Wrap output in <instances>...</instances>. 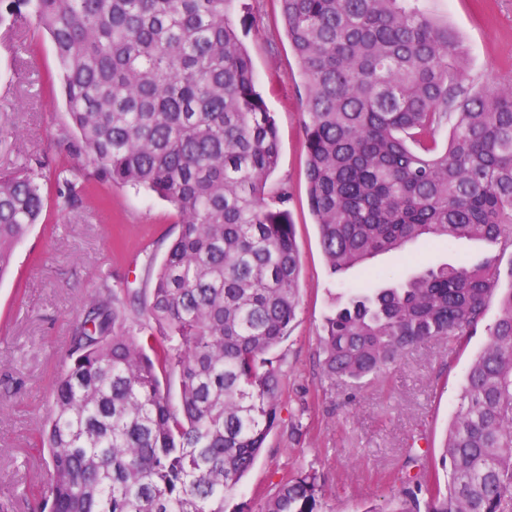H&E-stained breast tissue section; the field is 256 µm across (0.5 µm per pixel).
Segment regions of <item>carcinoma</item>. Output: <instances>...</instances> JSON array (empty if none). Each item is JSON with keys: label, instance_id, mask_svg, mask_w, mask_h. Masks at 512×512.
Segmentation results:
<instances>
[{"label": "carcinoma", "instance_id": "cac0c4a2", "mask_svg": "<svg viewBox=\"0 0 512 512\" xmlns=\"http://www.w3.org/2000/svg\"><path fill=\"white\" fill-rule=\"evenodd\" d=\"M234 2L0 0V25L25 20L52 42L66 103L52 171L0 175V277L44 221L48 182L67 208L92 182L144 189L180 224L146 264L149 299L98 292L74 330L38 426L48 512H227L280 421L300 257L288 193L265 192L277 130ZM278 2L331 273L433 237L511 248L512 75L472 78L422 0ZM497 286L493 261L461 258L356 291L325 317L323 373L360 385L419 342L465 336ZM487 336L441 448L446 479L418 472L390 512H512V288ZM324 496L302 471L263 512H320Z\"/></svg>", "mask_w": 512, "mask_h": 512}]
</instances>
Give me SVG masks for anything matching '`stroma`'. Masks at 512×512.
<instances>
[{
    "label": "stroma",
    "mask_w": 512,
    "mask_h": 512,
    "mask_svg": "<svg viewBox=\"0 0 512 512\" xmlns=\"http://www.w3.org/2000/svg\"><path fill=\"white\" fill-rule=\"evenodd\" d=\"M460 37L474 78L503 72L512 61V0H429ZM232 21L256 85L273 114L279 164L270 190L287 185L301 261L299 307L280 347L286 359L281 422L247 475L239 501L262 512L283 476L316 470L325 485L323 512H389L406 476V455L418 441L425 467L442 473L441 446L457 410L472 360L498 315L459 341L413 346L378 378L353 388L324 376L319 336L324 317L355 288H375L373 271L408 276L421 269L495 256L499 287H512V251L467 238L418 242L330 275L308 204L303 147L304 80L280 16L278 0H236ZM50 40L32 25L0 28V172L27 158L55 165L51 133L64 108ZM179 226L174 208L146 191L98 187L80 207L48 205L46 220L16 247L0 279V512H42L51 496L49 460L36 423L50 410V390L64 367L76 323L101 285L144 291L143 251L164 256Z\"/></svg>",
    "instance_id": "1"
}]
</instances>
